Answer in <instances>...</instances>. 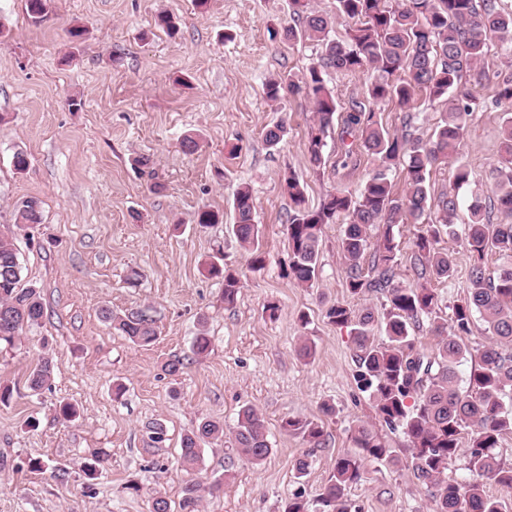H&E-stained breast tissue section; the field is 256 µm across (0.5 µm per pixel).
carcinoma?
<instances>
[{"label": "carcinoma", "mask_w": 512, "mask_h": 512, "mask_svg": "<svg viewBox=\"0 0 512 512\" xmlns=\"http://www.w3.org/2000/svg\"><path fill=\"white\" fill-rule=\"evenodd\" d=\"M51 0H26L30 18L43 22ZM291 23L283 29L289 41L312 42L321 47L317 61L301 76L288 74L265 84L266 97L277 102L284 92L304 94L313 103L314 124L308 137V162L320 169L327 163L324 147L328 130L338 112L336 98L325 76L373 72L368 85L375 105L394 101L408 106L423 93L429 100L448 105L431 138L424 142L408 131L389 132L373 108L359 107L345 120L357 133V146L374 159L362 187L355 193L339 191L327 196L320 206L306 205L303 187L293 172L283 175L285 192L294 205L288 218V276L300 286H310L318 275L319 242L323 226L344 221L340 241L346 266L347 289L352 295L380 293L386 303L380 313L366 308L354 311L338 303L327 310L330 322L350 328L358 385L371 392L379 418L392 430L401 429L409 442L410 463L416 479L430 488L435 512H512L505 499L486 493L489 482L503 491H512V466L501 461L498 448L512 433V410L505 397L512 398V115L503 122L502 148L495 168L491 205L471 201L469 222L461 229V241L471 253L466 292L451 307L447 322L438 315L439 296L432 281L453 278L448 253L438 247L437 224L451 229L459 207L457 195L431 193L430 175L438 165L456 157L463 139L465 116L476 97L477 71L494 43L512 46V9L498 0H335L334 11L322 13L312 0H289ZM352 20L341 39L329 38L333 25ZM288 134L283 122L265 132V142L278 146ZM405 166L407 186L403 194L393 192L389 171ZM471 170L455 161L453 185L470 181ZM500 221L491 222L490 209ZM21 224L41 220L38 199L26 198L16 205ZM414 223L422 229L411 256L417 279L413 283L395 281L399 266L394 227ZM382 225L374 245L371 268L364 267L368 249L367 227ZM232 232L250 251L249 268L260 271L266 265L265 252L258 241L254 204L250 188L236 191ZM495 252L505 259L488 274L484 257ZM208 272L224 280V304L232 305L241 289L239 278L222 263H212ZM22 266L15 238L0 232V343L15 342L24 328L40 322L44 304L40 288L21 287ZM485 324L488 343L478 352L467 390L460 388L458 366L470 354L463 337L471 332L475 317ZM102 317L112 330L137 346L157 339L156 320L147 310ZM428 321L429 332L437 338L435 349L426 353L417 346L411 330ZM380 325L387 341L371 339L374 325ZM53 360L44 357L27 378V389L39 393L51 379ZM285 431L299 435L310 447L323 444L324 431L316 422L287 419ZM224 435V425L203 420L181 440L180 460L186 468L200 459L201 443ZM353 449L336 459L318 503L319 512H361L347 497V489L361 482L369 462L391 459L386 441L363 422L352 431ZM238 455L260 464L272 453L264 419L251 406L241 409L234 430ZM467 458L469 475L462 480L447 478L449 466L459 453ZM201 486L189 482L179 504L180 512H199Z\"/></svg>", "instance_id": "carcinoma-1"}]
</instances>
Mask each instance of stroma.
Masks as SVG:
<instances>
[{"instance_id":"stroma-1","label":"stroma","mask_w":512,"mask_h":512,"mask_svg":"<svg viewBox=\"0 0 512 512\" xmlns=\"http://www.w3.org/2000/svg\"><path fill=\"white\" fill-rule=\"evenodd\" d=\"M161 11L179 19L176 37L155 27ZM289 21L288 0H209L203 13L193 0H52L36 25L25 0H0V231L13 232L23 282L41 289L45 307L38 325L0 347V384L13 388L10 403L0 405V512H149L158 495L178 505L191 480L221 485L204 495L200 512H283L297 493L317 512L360 421L385 439L394 459L368 464L349 499L363 512H434L408 467L405 435L386 427L358 388L349 329L326 316L337 303L378 310L385 301L377 293H348L342 225L323 227L312 286L283 274L284 226L293 209L284 172H296L315 208L328 194L357 190L369 168L362 155L338 171L311 169L310 100L288 94L280 104L268 101L269 78L305 72L320 52L285 40ZM75 25L87 29L78 44L68 35ZM482 71L462 148L472 178L457 190L448 166L431 175L434 191L457 190L460 225L472 197L491 195L507 110L495 98L512 79V57L493 47ZM443 110L421 94L406 111L391 102L376 108L393 133L412 113L424 139ZM283 120L287 137L268 147L265 130ZM188 134L200 137L190 155L181 148ZM18 151L29 159L21 173L12 164ZM140 156L149 158L157 190L133 170ZM241 186L251 190L266 253L256 272L227 224ZM27 197L39 199L42 221L20 228L14 203ZM203 208L223 212L225 223L196 226ZM439 231L454 266L453 279L437 286L445 317L466 291L472 261L447 226ZM219 250L242 283L230 307L223 282L207 272ZM270 303L276 314L268 313ZM105 307L150 308L157 341L138 347L113 332L101 317ZM201 332L211 346L198 356L192 342ZM304 343L310 356L298 353ZM47 353L55 372L35 395L26 378ZM174 359L183 366L171 375L164 366ZM65 402L77 407L75 421L57 417ZM326 403L335 415L322 413ZM245 406L262 414L272 454L250 464L224 437L203 443L198 465L184 470L183 435L205 419L232 430ZM287 418L319 423L324 445L309 447L284 431ZM155 423L166 430L156 444L149 438ZM95 452L103 454L104 469L90 480L82 464ZM32 458L46 471H30ZM301 459L309 463L302 475Z\"/></svg>"}]
</instances>
